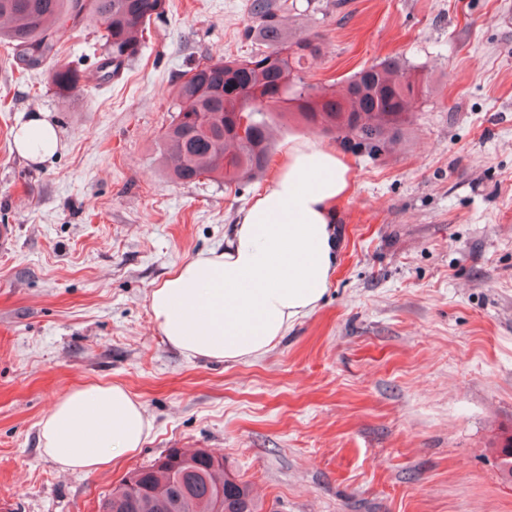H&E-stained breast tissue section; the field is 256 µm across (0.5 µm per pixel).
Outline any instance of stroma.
Segmentation results:
<instances>
[{
	"instance_id": "obj_1",
	"label": "stroma",
	"mask_w": 512,
	"mask_h": 512,
	"mask_svg": "<svg viewBox=\"0 0 512 512\" xmlns=\"http://www.w3.org/2000/svg\"><path fill=\"white\" fill-rule=\"evenodd\" d=\"M315 3L287 18L322 35L308 82L399 57L425 92L374 160L289 122L236 195L174 183L158 145L180 78L249 52L245 0H168L120 77L64 98L0 42V512H98L174 448L223 456L265 512H512L497 467L512 436V0ZM100 29L58 30L60 60L93 71ZM29 112L59 135L37 164L14 150ZM299 140L334 146L351 173L321 305L261 356H186L152 290L223 248ZM87 383L127 388L152 430L119 466L63 471L39 423Z\"/></svg>"
}]
</instances>
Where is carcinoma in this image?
I'll return each instance as SVG.
<instances>
[{"instance_id":"cac0c4a2","label":"carcinoma","mask_w":512,"mask_h":512,"mask_svg":"<svg viewBox=\"0 0 512 512\" xmlns=\"http://www.w3.org/2000/svg\"><path fill=\"white\" fill-rule=\"evenodd\" d=\"M167 0H0V40L28 63L50 62L49 80L62 96L88 81L85 72L57 62L58 28L100 22L102 51L95 76L107 83L137 55L151 20L166 12ZM251 49L240 58L196 66L174 89L175 113L160 139V154L174 161L171 179L182 184L207 177L231 193L262 174L271 132L296 115L306 125L334 133L370 158L390 151L405 136L420 90L406 62L388 58L351 76L343 91L313 84L306 74L320 55L317 32L284 26L298 12L297 0H247ZM249 118L247 135L237 131L238 114ZM208 120L215 135L198 134ZM163 463L135 470L99 503L103 512H261L248 485L230 477L224 460L203 449H171ZM503 475L512 477V440L498 450Z\"/></svg>"}]
</instances>
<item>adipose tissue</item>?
I'll return each instance as SVG.
<instances>
[{
	"instance_id": "ef3b65f1",
	"label": "adipose tissue",
	"mask_w": 512,
	"mask_h": 512,
	"mask_svg": "<svg viewBox=\"0 0 512 512\" xmlns=\"http://www.w3.org/2000/svg\"><path fill=\"white\" fill-rule=\"evenodd\" d=\"M58 143L41 112L29 114L14 138L17 153L36 161ZM350 179L334 148L289 147L223 249L173 265L152 291L150 309L165 340L187 356L224 362L267 352L327 291L340 260L335 206ZM150 431L142 403L116 383L75 389L41 422L44 450L64 471L106 469L136 453Z\"/></svg>"
}]
</instances>
